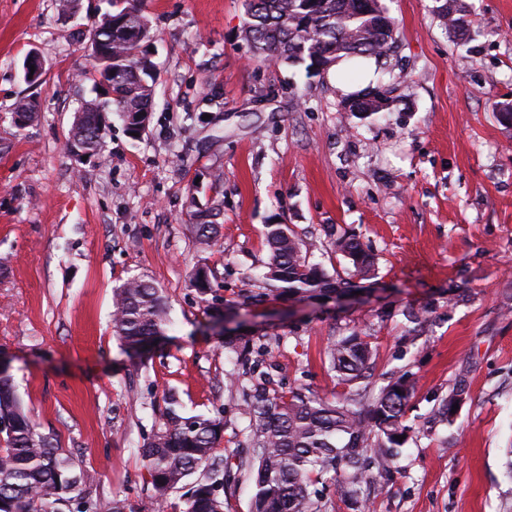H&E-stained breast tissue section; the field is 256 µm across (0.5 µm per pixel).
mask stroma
Wrapping results in <instances>:
<instances>
[{"mask_svg": "<svg viewBox=\"0 0 512 512\" xmlns=\"http://www.w3.org/2000/svg\"><path fill=\"white\" fill-rule=\"evenodd\" d=\"M398 31L382 118L344 112L331 75L263 64L243 38L244 0H143L160 70L152 122L132 139L104 115L101 150H66L75 116L95 98L88 30L108 0H0V358L38 432L74 470L95 473L96 512H185L187 492L158 504L140 450L168 398L186 415L224 412L216 456L246 455L241 386H229L212 306L228 331L263 337L256 370L280 386L343 393L329 339L356 328L373 374H412L411 425L373 512H512V0H458L468 41L440 25L435 0H384ZM37 51L46 74L25 81ZM34 98L36 118L13 120ZM219 190H211L214 172ZM221 199L218 244L199 251L190 214ZM288 224L329 276L343 273L324 229L358 237L377 262L373 289L324 304L270 294L244 300L268 260L264 226ZM209 267L213 290L191 285ZM133 277L163 295L167 322L148 347L112 328L115 288ZM430 306L411 328L406 305ZM468 396L453 426L429 412L457 383Z\"/></svg>", "mask_w": 512, "mask_h": 512, "instance_id": "35a3bbf8", "label": "stroma"}]
</instances>
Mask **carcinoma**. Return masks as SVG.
Segmentation results:
<instances>
[{"label":"carcinoma","instance_id":"1","mask_svg":"<svg viewBox=\"0 0 512 512\" xmlns=\"http://www.w3.org/2000/svg\"><path fill=\"white\" fill-rule=\"evenodd\" d=\"M456 0L435 7L443 25L457 35L466 34L465 15L457 12ZM111 10L95 23L93 36L111 39L112 105L133 119H150L159 80L154 61L142 50L150 39L148 19L137 0H109ZM243 33L253 56L272 63L307 64V69L328 71L338 61L357 66L362 58L390 56L397 39L395 20L381 0L366 9L361 0H245ZM387 100L382 85L347 95L359 114L381 111ZM105 137L100 103H84L69 139L98 151ZM223 202L216 200L205 212H193L195 243L201 251L214 246L222 224ZM335 252L353 267L359 280L375 278L374 257L355 236L335 235ZM269 258L257 290L248 298L260 300L266 292L294 301H310L330 294L362 290L350 279L334 280L307 260L301 240L286 224L265 225ZM212 272L195 270L192 286L202 294L211 291ZM113 328L128 346L138 347L162 334L166 305L150 281L133 278L113 293ZM256 341L237 344L224 341L247 367L246 350ZM371 343L356 331L331 338L327 359L338 384L347 388L341 398L328 401L307 387L284 392L269 374L254 379L245 391L246 427L250 452L234 462L254 476L255 492L250 512H328L327 503L313 487L326 481L336 486L341 501L360 510L371 493L386 485L393 475L400 448L405 442L406 408L414 395L410 374L388 381L379 391L371 388ZM466 394L459 386L439 400L432 414L439 423L452 424L456 396ZM169 398L163 425L142 448L156 500L182 487L197 471L202 478L190 487L187 512H224V489L229 460L216 463V450L224 437V414L184 416ZM0 512H94L83 500L82 486L94 481L88 471L76 472L59 453L53 438L41 434L21 404L11 377L0 378Z\"/></svg>","mask_w":512,"mask_h":512}]
</instances>
